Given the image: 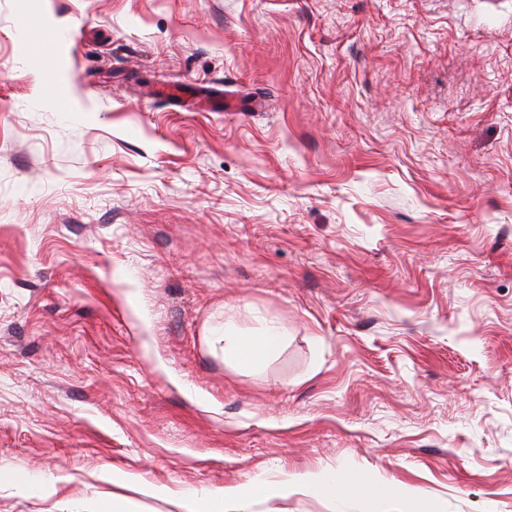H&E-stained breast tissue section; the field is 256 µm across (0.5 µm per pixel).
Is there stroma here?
I'll return each instance as SVG.
<instances>
[{"instance_id": "35a3bbf8", "label": "stroma", "mask_w": 512, "mask_h": 512, "mask_svg": "<svg viewBox=\"0 0 512 512\" xmlns=\"http://www.w3.org/2000/svg\"><path fill=\"white\" fill-rule=\"evenodd\" d=\"M322 470L512 512V0H0V512ZM219 342L224 341V355L244 367L254 366L272 357L287 336L274 326H262L249 336H240L224 328Z\"/></svg>"}]
</instances>
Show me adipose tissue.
I'll return each mask as SVG.
<instances>
[{
	"mask_svg": "<svg viewBox=\"0 0 512 512\" xmlns=\"http://www.w3.org/2000/svg\"><path fill=\"white\" fill-rule=\"evenodd\" d=\"M224 354L239 365L250 367L272 357L286 340L285 334L274 326H262L254 333L241 336L227 331L221 334ZM300 487L329 498L355 496L372 503L375 512H436L430 502H413L400 494L388 482L365 473L318 472L271 483L256 479L224 490L202 491L173 499L176 512H238L248 499L287 494L290 488Z\"/></svg>",
	"mask_w": 512,
	"mask_h": 512,
	"instance_id": "obj_1",
	"label": "adipose tissue"
}]
</instances>
